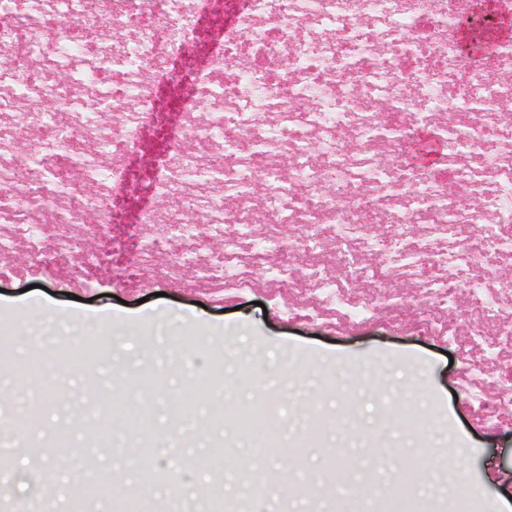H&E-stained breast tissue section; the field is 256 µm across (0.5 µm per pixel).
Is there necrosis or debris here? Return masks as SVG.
<instances>
[{
  "label": "necrosis or debris",
  "mask_w": 512,
  "mask_h": 512,
  "mask_svg": "<svg viewBox=\"0 0 512 512\" xmlns=\"http://www.w3.org/2000/svg\"><path fill=\"white\" fill-rule=\"evenodd\" d=\"M472 0H0V117L31 121L16 144L0 127V262L26 242V265L92 279L111 229L137 243L134 271L169 286L194 273L207 294L306 289L304 317L356 326L381 308L433 311L467 296L449 339L479 362L467 384L492 421L512 415V43L483 62L461 55ZM130 30L114 49L100 34ZM249 59L248 71L238 63ZM69 79L56 81V73ZM133 101L110 128L98 108ZM387 104L386 121L374 108ZM209 121L195 123L198 112ZM447 163L414 169L400 141L434 116ZM218 151L222 166L204 163ZM119 154L121 164H101ZM267 176L278 229L256 235L250 187ZM102 247L76 250L87 210ZM292 225V236L281 226ZM381 224L385 233L368 227ZM224 242L222 255L209 249ZM334 248H327V239ZM167 253L156 266L158 253ZM378 263H369V256ZM416 283L411 304L385 295ZM369 284L374 292L354 296ZM496 388L487 391L490 372Z\"/></svg>",
  "instance_id": "4bbe7bcc"
}]
</instances>
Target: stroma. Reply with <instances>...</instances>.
<instances>
[{"label": "stroma", "mask_w": 512, "mask_h": 512, "mask_svg": "<svg viewBox=\"0 0 512 512\" xmlns=\"http://www.w3.org/2000/svg\"><path fill=\"white\" fill-rule=\"evenodd\" d=\"M129 273L119 264L93 285L76 284L51 274L7 270L0 274V335L8 338L13 359L0 362V404L12 406L0 418V512H78L75 471L105 480L115 460H122L123 482L110 485L100 512H115L116 501L187 502L207 493L223 502L249 503V512H336L368 476L379 483L395 479L398 456L374 460L375 448L400 449L427 461L423 495H433L442 480L439 453L448 434L467 441L451 477V487L474 483L488 502L512 498V420L487 426L465 389L463 348L449 342L456 312L438 316V330L424 334L401 323L389 311L365 324L345 329L286 314L287 299L278 290L227 291L212 301L195 288H170L154 296L143 272V286L128 288ZM106 308L112 320L113 348L79 363L85 343L78 318ZM39 318L52 331L55 361L41 375H26L22 358L46 348L23 337L19 319ZM152 339L142 350L138 339ZM374 372L371 388L355 394L359 417L350 421L344 407L326 392L337 373ZM135 412H144L154 429L138 452L126 450L130 421L91 417L104 426L112 451L98 453L84 431L67 432L64 393L108 407L113 385ZM277 388L267 408L273 436L259 446L254 435L228 431V408H245L263 389ZM425 415L440 411L448 420L428 429L408 431L389 421L399 405ZM334 424L315 427L316 414ZM68 433L63 455H45L43 442ZM316 442L305 458L289 461L288 450L305 434ZM341 446L359 459L360 468L346 483L333 476L327 451ZM250 460L271 480L245 483L240 463Z\"/></svg>", "instance_id": "35a3bbf8"}]
</instances>
